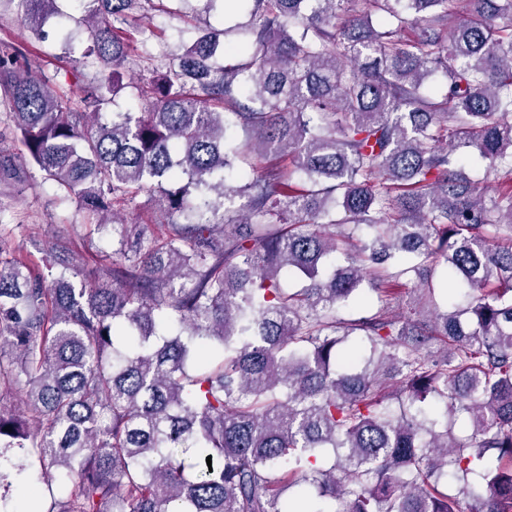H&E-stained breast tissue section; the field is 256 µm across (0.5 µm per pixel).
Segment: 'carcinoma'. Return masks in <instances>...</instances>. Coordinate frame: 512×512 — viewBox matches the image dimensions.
I'll return each mask as SVG.
<instances>
[{
	"instance_id": "1",
	"label": "carcinoma",
	"mask_w": 512,
	"mask_h": 512,
	"mask_svg": "<svg viewBox=\"0 0 512 512\" xmlns=\"http://www.w3.org/2000/svg\"><path fill=\"white\" fill-rule=\"evenodd\" d=\"M77 2L96 75L1 49L0 135L112 281L65 229L0 260V512H512V0H251L110 121L155 0ZM155 194L156 192H152L151 195L141 194L137 197V205H140V207H128L126 211H124L126 219L129 222L155 224L158 218L153 210V204L150 201V196Z\"/></svg>"
}]
</instances>
